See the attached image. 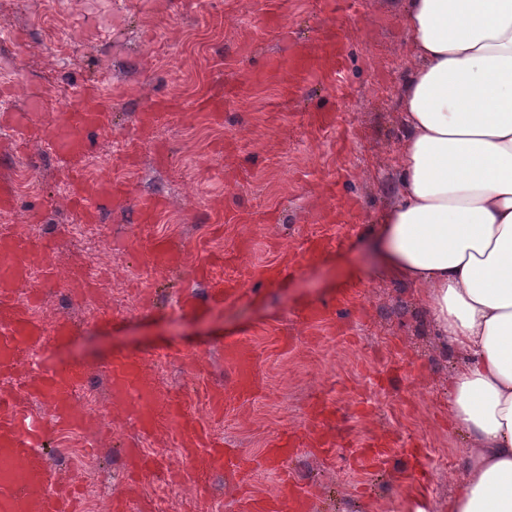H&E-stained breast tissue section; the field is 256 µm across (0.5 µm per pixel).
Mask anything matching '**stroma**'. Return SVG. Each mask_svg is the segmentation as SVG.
<instances>
[{
    "label": "stroma",
    "instance_id": "1",
    "mask_svg": "<svg viewBox=\"0 0 512 512\" xmlns=\"http://www.w3.org/2000/svg\"><path fill=\"white\" fill-rule=\"evenodd\" d=\"M404 0H0V67L19 70L22 88L0 79V110L31 113L28 133L0 119V178L31 166L41 197L15 205L0 234L47 243L61 275L19 283L27 303L38 293L44 334L22 347L15 371L0 373V397L22 393L31 374L80 366L105 415L85 417L87 445L70 471L94 479L101 512L122 500L150 503L146 487L162 479L180 512H242L230 472L201 476L182 456L168 403L209 428L232 458L252 468L259 495L274 494L278 471L261 464L268 442L298 434L288 469L308 492V512H448L451 473L467 462V443L448 402L460 357L442 346L428 302L408 280L379 276L374 230L393 200L403 142L398 100L410 45ZM60 23L73 39L54 54L47 27ZM336 44L313 69L265 73L274 57L317 46L325 28ZM72 97L97 88L111 121L93 136L106 159L103 181L120 183L111 214L88 220L62 184L94 175L85 160L53 152L40 127ZM222 118L201 101L225 97ZM170 101L165 117L140 124L149 99ZM163 199L153 223H140L137 202ZM91 223L84 239L73 224ZM181 245L173 272L154 267L151 238ZM299 257L287 275L249 285L212 302L208 268L245 278L249 267ZM122 281L111 299L99 282ZM83 281L73 291L71 281ZM333 316L307 321L304 310ZM70 336L56 340L57 324ZM251 356L258 388L240 399L224 364V343ZM140 361L158 396L143 427L113 401L109 362ZM224 391V413L209 403ZM383 443L380 467L353 457ZM153 447L164 471L129 480L126 451Z\"/></svg>",
    "mask_w": 512,
    "mask_h": 512
}]
</instances>
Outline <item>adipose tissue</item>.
Segmentation results:
<instances>
[{
    "label": "adipose tissue",
    "instance_id": "1",
    "mask_svg": "<svg viewBox=\"0 0 512 512\" xmlns=\"http://www.w3.org/2000/svg\"><path fill=\"white\" fill-rule=\"evenodd\" d=\"M405 140L379 245L462 357L448 512H512V0H407Z\"/></svg>",
    "mask_w": 512,
    "mask_h": 512
}]
</instances>
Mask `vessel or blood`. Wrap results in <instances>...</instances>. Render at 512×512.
<instances>
[{
  "label": "vessel or blood",
  "mask_w": 512,
  "mask_h": 512,
  "mask_svg": "<svg viewBox=\"0 0 512 512\" xmlns=\"http://www.w3.org/2000/svg\"><path fill=\"white\" fill-rule=\"evenodd\" d=\"M110 123V115L102 102L86 96L67 109L63 118L42 131L57 152L66 158L86 155L92 146L93 133ZM116 187L104 183L99 190L90 191L77 186L76 204L86 206L90 213H99L105 200L111 199ZM34 243L12 235L0 237V371H12L18 362L17 351L21 343L40 335V325L29 318L26 309L14 301V286L27 280ZM148 257L159 266L178 265L183 256L171 249L162 239L150 241L146 246ZM224 358L234 373L236 390L250 395L256 385V374L251 360L237 341L224 344ZM112 387L117 395H126L136 389L139 397L134 405L144 420H152L150 410L143 406V396L154 389L143 375L137 361L126 356L111 361ZM81 380L80 368L61 366L38 376L25 390L26 397H40L49 401L55 425L70 427L74 420L69 414L72 389ZM170 415L177 426L183 443L198 446L208 438V431L197 421L185 415L179 405H171ZM41 429L25 417L16 401L0 403V512H79L77 492L73 486L59 484L55 472L47 461L35 453L31 440ZM250 479L240 474L238 484L244 492L252 512H306L308 500L297 490L289 476H282L277 496L258 497L248 491Z\"/></svg>",
  "instance_id": "b4317fda"
}]
</instances>
